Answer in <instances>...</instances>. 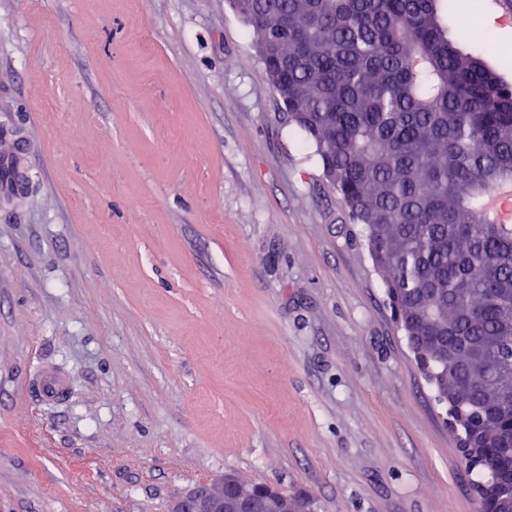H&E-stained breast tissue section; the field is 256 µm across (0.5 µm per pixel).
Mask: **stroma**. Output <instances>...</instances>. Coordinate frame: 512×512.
<instances>
[{"mask_svg": "<svg viewBox=\"0 0 512 512\" xmlns=\"http://www.w3.org/2000/svg\"><path fill=\"white\" fill-rule=\"evenodd\" d=\"M448 32L512 82V0H449ZM227 474L311 512L480 507L229 0H0V512H170ZM69 385L70 378L51 365H44L36 377L37 392L47 403H54L65 397Z\"/></svg>", "mask_w": 512, "mask_h": 512, "instance_id": "35a3bbf8", "label": "stroma"}]
</instances>
